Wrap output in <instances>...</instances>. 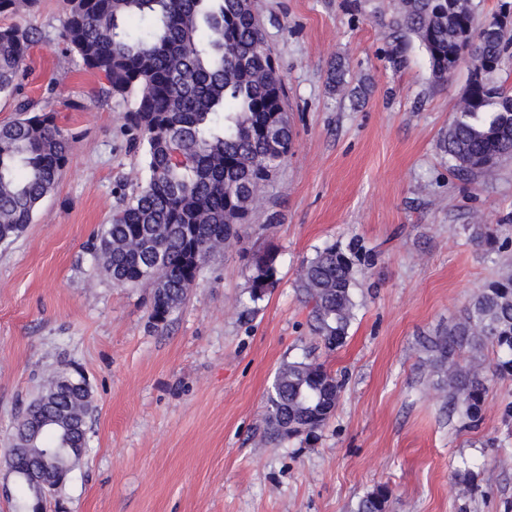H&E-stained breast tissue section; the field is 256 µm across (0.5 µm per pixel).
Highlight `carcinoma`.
Instances as JSON below:
<instances>
[{
  "instance_id": "1",
  "label": "carcinoma",
  "mask_w": 512,
  "mask_h": 512,
  "mask_svg": "<svg viewBox=\"0 0 512 512\" xmlns=\"http://www.w3.org/2000/svg\"><path fill=\"white\" fill-rule=\"evenodd\" d=\"M39 0H0V16L31 12ZM65 18L54 40L100 77L106 99L132 102L124 113L144 156L143 184L112 211L98 234L92 265L121 286L152 288L151 318L167 321L199 278L208 258L240 236L259 203L261 185L293 145L285 81L271 68L272 52L250 0H63ZM392 26L427 54L435 81L465 60L471 75L458 111L440 139L449 171L461 179H489L512 158V94L493 75L512 65V28L496 15L480 16L477 0H391ZM36 30L0 26V95L17 99L19 117L0 124V241L18 238L51 193L71 150L55 113L21 96ZM354 247L316 252L298 273L311 330L330 351L340 348L355 319ZM275 257L253 264L250 302L273 287ZM489 347L486 366L450 371L443 380L453 409L474 426L488 385L512 376V274L481 288L461 320L427 346L439 372L464 348ZM54 397L40 414L28 407L16 434L40 419L39 448L63 440V426L86 434L89 401L77 385ZM343 384L324 364L306 358L282 365L266 401V440L317 438L331 418ZM390 489L359 499L354 512H387Z\"/></svg>"
}]
</instances>
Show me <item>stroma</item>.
<instances>
[{
  "label": "stroma",
  "mask_w": 512,
  "mask_h": 512,
  "mask_svg": "<svg viewBox=\"0 0 512 512\" xmlns=\"http://www.w3.org/2000/svg\"><path fill=\"white\" fill-rule=\"evenodd\" d=\"M388 0H254L286 78L292 150L242 238L212 256L161 325L151 290L120 287L90 251L120 199L146 177L99 78L51 41L62 0L0 17L46 33L24 93L73 134L68 163L17 239L0 243V449L48 374L81 373L94 410L88 448L46 512H353L381 484L388 512H512V378L490 387L478 426L449 411L421 343L512 272V159L462 180L439 141L470 78L435 82ZM343 60L349 91L328 90ZM356 246L359 307L344 345L311 334L302 263ZM276 252V285L247 300L252 260ZM315 358L341 378L316 440L267 443L278 369Z\"/></svg>",
  "instance_id": "1"
}]
</instances>
